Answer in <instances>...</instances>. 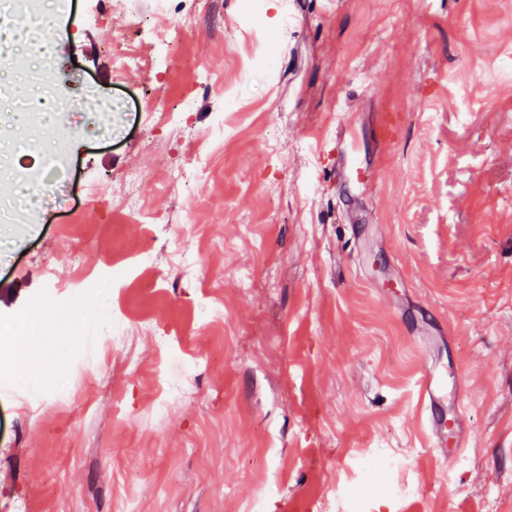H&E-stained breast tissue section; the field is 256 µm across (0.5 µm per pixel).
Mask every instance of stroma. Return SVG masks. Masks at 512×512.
<instances>
[{
	"label": "stroma",
	"instance_id": "stroma-1",
	"mask_svg": "<svg viewBox=\"0 0 512 512\" xmlns=\"http://www.w3.org/2000/svg\"><path fill=\"white\" fill-rule=\"evenodd\" d=\"M137 2L138 24L125 0H76L54 15L57 69L30 83L19 51L0 81L13 170L17 142H53L24 114L34 90L127 106L108 140L72 116L70 211L0 203V320L32 317L13 375L58 388L0 383V512H351L362 459L409 489L371 512H512V0H268L271 76L238 0H177L168 48L157 0ZM123 40L150 66H117ZM226 92L246 111L219 113ZM383 112L401 117L388 145ZM353 134L378 168L366 193L341 174ZM193 156L208 173L161 185ZM146 250L148 271L81 292ZM427 331L464 396L451 465L418 399Z\"/></svg>",
	"mask_w": 512,
	"mask_h": 512
}]
</instances>
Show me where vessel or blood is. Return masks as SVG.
<instances>
[{"mask_svg": "<svg viewBox=\"0 0 512 512\" xmlns=\"http://www.w3.org/2000/svg\"><path fill=\"white\" fill-rule=\"evenodd\" d=\"M355 145H348L345 155L346 177L361 192L371 186V176L358 163ZM417 387L424 422L433 438L434 446L443 455L445 461H454L457 451L464 446L463 437L449 439L447 421L443 414L445 399L457 398L458 389L448 382L447 372L432 364H424L418 378Z\"/></svg>", "mask_w": 512, "mask_h": 512, "instance_id": "obj_1", "label": "vessel or blood"}]
</instances>
